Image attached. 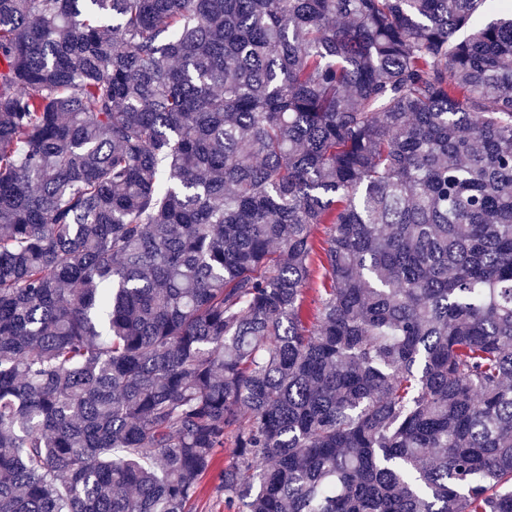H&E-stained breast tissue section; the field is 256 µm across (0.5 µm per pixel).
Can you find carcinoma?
Returning <instances> with one entry per match:
<instances>
[{"mask_svg":"<svg viewBox=\"0 0 512 512\" xmlns=\"http://www.w3.org/2000/svg\"><path fill=\"white\" fill-rule=\"evenodd\" d=\"M487 2L0 0V512H512ZM232 445H224V450L218 454L214 468L204 477L202 493L198 504V512H226L224 509V494L220 492L221 471L224 465L233 458Z\"/></svg>","mask_w":512,"mask_h":512,"instance_id":"1","label":"carcinoma"}]
</instances>
